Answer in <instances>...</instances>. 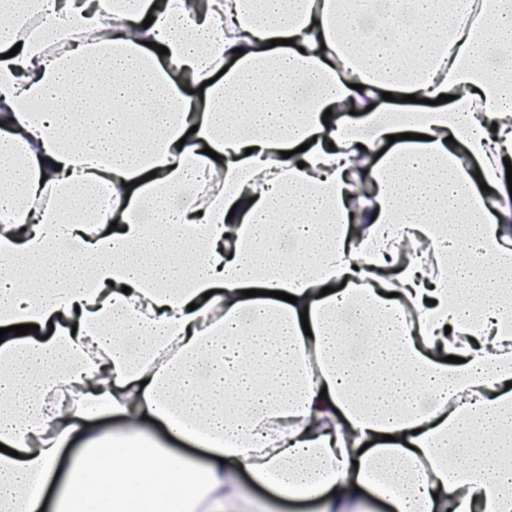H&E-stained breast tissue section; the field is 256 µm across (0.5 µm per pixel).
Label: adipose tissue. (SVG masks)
Instances as JSON below:
<instances>
[{"instance_id": "obj_1", "label": "adipose tissue", "mask_w": 512, "mask_h": 512, "mask_svg": "<svg viewBox=\"0 0 512 512\" xmlns=\"http://www.w3.org/2000/svg\"><path fill=\"white\" fill-rule=\"evenodd\" d=\"M509 159L512 0H0V512H512ZM145 433L153 441L159 443L165 448H170L174 453L180 456H192L198 462H203V452L174 439L165 430L160 427H147Z\"/></svg>"}]
</instances>
